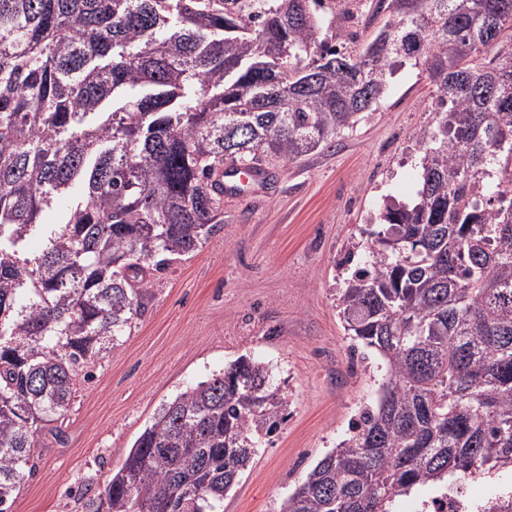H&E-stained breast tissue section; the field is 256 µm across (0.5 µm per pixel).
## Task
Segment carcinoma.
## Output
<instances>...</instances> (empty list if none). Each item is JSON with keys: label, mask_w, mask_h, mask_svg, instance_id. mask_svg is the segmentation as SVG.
<instances>
[{"label": "carcinoma", "mask_w": 512, "mask_h": 512, "mask_svg": "<svg viewBox=\"0 0 512 512\" xmlns=\"http://www.w3.org/2000/svg\"><path fill=\"white\" fill-rule=\"evenodd\" d=\"M325 2L0 0V512L156 273L224 223V162L332 148L412 59L445 117L420 137L416 198L384 205L337 291L380 396L281 512H394L512 473V0H378L388 23L355 58L315 45ZM286 406L237 359L161 405L82 512H224ZM477 510L512 512V485Z\"/></svg>", "instance_id": "cac0c4a2"}]
</instances>
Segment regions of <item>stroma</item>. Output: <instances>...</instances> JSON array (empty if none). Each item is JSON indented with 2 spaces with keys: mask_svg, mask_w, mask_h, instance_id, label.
<instances>
[{
  "mask_svg": "<svg viewBox=\"0 0 512 512\" xmlns=\"http://www.w3.org/2000/svg\"><path fill=\"white\" fill-rule=\"evenodd\" d=\"M443 116L424 66L406 62L335 147L271 161L269 179L224 200V224L155 278L121 346L91 367L62 425L44 436L14 512H80L71 488H102L159 407L246 355L265 362L287 418L225 496L224 512H280L307 471L375 402L377 358L354 359L336 308L345 257L384 200L410 201L420 135Z\"/></svg>",
  "mask_w": 512,
  "mask_h": 512,
  "instance_id": "stroma-1",
  "label": "stroma"
}]
</instances>
